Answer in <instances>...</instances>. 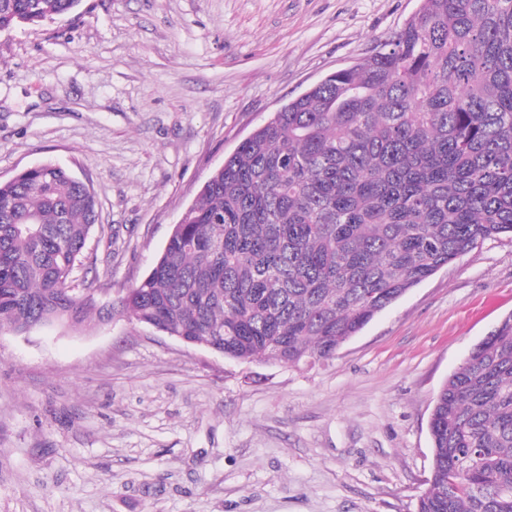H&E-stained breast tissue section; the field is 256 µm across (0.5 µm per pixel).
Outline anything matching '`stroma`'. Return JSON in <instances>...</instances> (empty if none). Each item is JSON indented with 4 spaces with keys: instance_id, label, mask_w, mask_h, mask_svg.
I'll return each instance as SVG.
<instances>
[{
    "instance_id": "35a3bbf8",
    "label": "stroma",
    "mask_w": 512,
    "mask_h": 512,
    "mask_svg": "<svg viewBox=\"0 0 512 512\" xmlns=\"http://www.w3.org/2000/svg\"><path fill=\"white\" fill-rule=\"evenodd\" d=\"M419 7L80 0L0 32V180L52 162L94 189L73 293L114 307L0 335V512H416L435 397L512 314L511 238L296 367L185 345L116 303L245 137Z\"/></svg>"
}]
</instances>
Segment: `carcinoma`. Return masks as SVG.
<instances>
[{"instance_id":"1","label":"carcinoma","mask_w":512,"mask_h":512,"mask_svg":"<svg viewBox=\"0 0 512 512\" xmlns=\"http://www.w3.org/2000/svg\"><path fill=\"white\" fill-rule=\"evenodd\" d=\"M80 0H0V32ZM98 220L45 163L0 181V334L81 322L72 275ZM512 237V0H421L374 54L288 101L213 170L119 302L238 361L333 356L479 242ZM416 512H512V314L435 398Z\"/></svg>"}]
</instances>
